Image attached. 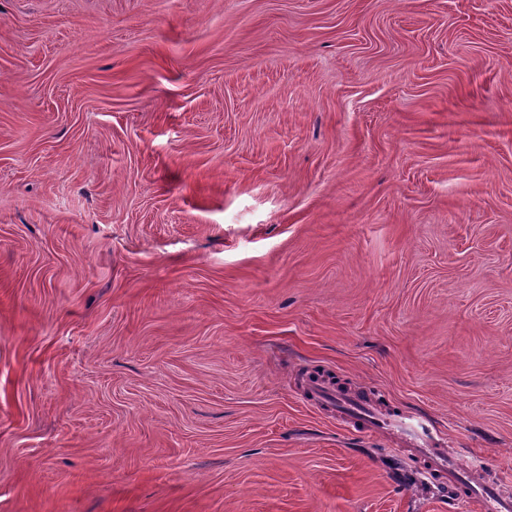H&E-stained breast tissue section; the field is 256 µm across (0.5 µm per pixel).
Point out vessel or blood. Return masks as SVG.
Instances as JSON below:
<instances>
[{
    "mask_svg": "<svg viewBox=\"0 0 512 512\" xmlns=\"http://www.w3.org/2000/svg\"><path fill=\"white\" fill-rule=\"evenodd\" d=\"M312 394L335 412L338 420L373 435H394L405 451L422 461L424 473L439 476L449 486L462 490L469 512H512V494L505 491L502 481L478 478L466 470L456 456L441 448L438 431L424 414L390 411L371 395L343 394L326 381H314Z\"/></svg>",
    "mask_w": 512,
    "mask_h": 512,
    "instance_id": "b4317fda",
    "label": "vessel or blood"
}]
</instances>
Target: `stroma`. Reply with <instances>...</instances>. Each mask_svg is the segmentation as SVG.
<instances>
[{
    "instance_id": "obj_1",
    "label": "stroma",
    "mask_w": 512,
    "mask_h": 512,
    "mask_svg": "<svg viewBox=\"0 0 512 512\" xmlns=\"http://www.w3.org/2000/svg\"><path fill=\"white\" fill-rule=\"evenodd\" d=\"M316 375L512 471V0H0V512H467Z\"/></svg>"
}]
</instances>
